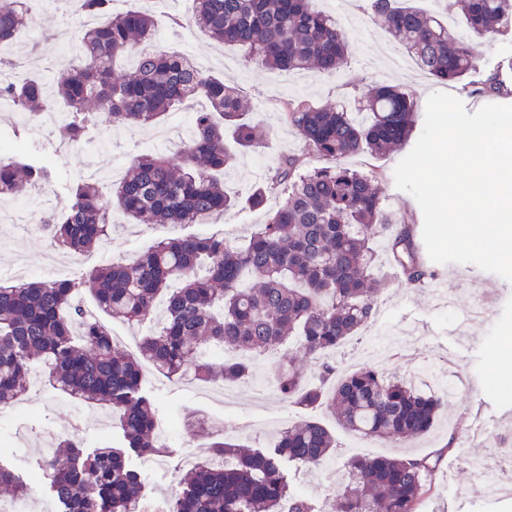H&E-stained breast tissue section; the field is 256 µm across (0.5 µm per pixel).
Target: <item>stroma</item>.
I'll return each instance as SVG.
<instances>
[{
    "label": "stroma",
    "instance_id": "1",
    "mask_svg": "<svg viewBox=\"0 0 512 512\" xmlns=\"http://www.w3.org/2000/svg\"><path fill=\"white\" fill-rule=\"evenodd\" d=\"M352 9L360 19L361 30L350 37L347 65L332 77L307 70H269L252 61L244 49L217 43L190 25L194 0H175L172 8L155 12V51L186 54L207 63L209 73L224 77L243 91L247 118L266 133L260 148L238 155L234 167L225 173L224 188L229 194H248L284 151L300 150L302 142L295 130L279 120L283 100L302 97L321 106L355 105L368 85L387 82L400 85L422 107L430 94L440 91L456 96L470 113L488 104V97L461 85H443L420 69L392 66L389 58L398 47L390 35L374 20L365 0H355ZM76 28L61 0H41L34 37L20 43L18 49L30 55L32 65L41 71L61 69L66 65L61 44ZM98 120L107 138L103 160L115 163L117 175H124L134 156L152 148L157 127L115 126L103 113ZM401 158L398 152L384 157L359 154L345 158L344 163L377 177L391 209L404 216L419 243L423 240L422 211L410 194L395 185L394 169ZM280 202V196L275 195L268 199L265 209H233L205 224H134L116 209L112 212L116 225L109 240L91 253L70 255L52 266L44 263L45 253L53 249L51 240L44 233L31 232L21 220L12 234L0 241V264L6 266L5 277L10 281L77 279L87 266L136 256L162 238L207 236L221 230L244 240L255 225L263 223L266 210L276 209ZM377 245L378 270L389 274L391 284L380 298L375 321L343 347L344 360L353 364L365 351L378 353L389 347L393 353L380 366L386 375L427 370L436 363L456 377L455 396L442 405L432 430L404 450L408 456L432 453L443 448L451 431L462 433L434 475L432 490L420 512H512V492L493 499L482 497L469 484L467 465L469 459L488 451L484 439L474 431L477 424L498 435L512 432V371L503 369L499 361L501 348L512 344V282L471 264L428 260L424 263L429 273L426 283L414 284L392 272L385 237H378ZM481 290L488 296L490 318L458 323L457 317L465 312L472 292ZM145 387L154 397L158 419L173 426L156 466L147 467L144 458L137 456L129 460L150 500L178 492L176 465L187 445L196 439L192 422L223 414L227 417L224 435L228 440L252 448H270L283 428L303 417L301 411L280 399L263 361L252 379L236 384L237 404L228 415L217 401L195 395L181 380L149 379ZM316 416L335 435L336 452L323 471L290 467L289 483L314 503L317 512H333L331 491L343 462L350 456L348 447L357 437L341 428L330 411H317ZM47 434L57 441H80L90 450L119 446L122 438L117 417L109 407L81 402L43 384L32 385L20 409L0 413V445L9 447L8 454L0 457V464L24 478L39 472L43 461L33 447Z\"/></svg>",
    "mask_w": 512,
    "mask_h": 512
}]
</instances>
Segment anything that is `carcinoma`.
Wrapping results in <instances>:
<instances>
[{
  "label": "carcinoma",
  "mask_w": 512,
  "mask_h": 512,
  "mask_svg": "<svg viewBox=\"0 0 512 512\" xmlns=\"http://www.w3.org/2000/svg\"><path fill=\"white\" fill-rule=\"evenodd\" d=\"M468 31L460 36L439 15L411 0H370V10L423 71L440 83L475 87L483 95L512 97L500 71L483 80L481 46L512 26V0H445ZM36 0L0 4V42L38 22ZM73 12L107 17L72 38L78 67L24 81L0 78V102L20 112L47 108L46 89L62 99L70 117L57 126L64 144H82L88 122L105 112L112 124L156 123L174 106L201 97L208 108L193 115L191 136L173 156L138 155L122 180L106 194L92 178L69 184V202L44 219L51 240L85 253L109 237L107 213L114 206L138 224L204 223L238 207L259 209L270 195L283 202L243 244L222 234L163 240L130 261L88 269L84 280L0 284V407L27 390L32 364H43L53 386L118 415L120 448L93 452L63 440V453L46 465L57 512H141V482L127 459L156 456V415L144 388V365L169 375L191 374L203 382L252 377L259 357L290 340L317 366V382L288 365L272 368L280 397L302 410L330 408L353 434L389 443L418 439L434 425L453 386L439 393L416 389L401 376L371 367L338 375L329 353L359 336L374 318L388 276L374 275L375 234L405 220L389 209L373 177L337 160L361 153L382 157L402 149L417 121L418 106L400 88L377 83L368 89L356 121L347 111L315 106L304 98L281 105L280 119L303 143L268 169L249 195L224 190L219 174L233 167L236 153L224 147L233 130L242 152L262 142L244 120V99L224 79L197 70L175 53L141 52L135 68L114 76L115 59L133 53L155 35L147 11L112 13V0H71ZM193 23L211 38L245 49L271 70L314 69L324 75L347 64L349 36L311 0H194ZM323 159L324 166L311 161ZM52 169L35 155L0 158V198L27 196L51 182ZM394 265L421 284L425 271L409 234L388 244ZM94 285L97 306L130 324L155 321L139 354L119 350L108 327L77 300L83 281ZM214 346L232 353L220 363L201 359ZM211 463L178 474L181 491L171 512H315L310 501L289 492L285 464L321 468L336 449L333 434L305 419L281 431L266 451L244 449L222 435L210 437ZM439 465V457L351 456L347 479L333 488L336 512H417ZM27 484L0 465V495L14 498Z\"/></svg>",
  "instance_id": "cac0c4a2"
}]
</instances>
